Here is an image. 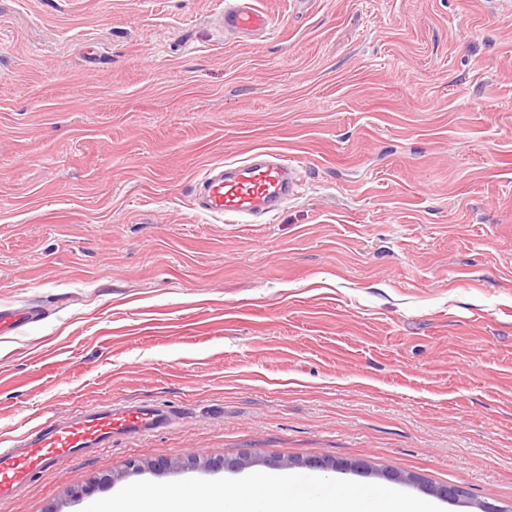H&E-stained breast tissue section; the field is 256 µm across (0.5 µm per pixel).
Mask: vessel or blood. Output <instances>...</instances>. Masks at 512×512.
<instances>
[{
    "label": "vessel or blood",
    "instance_id": "1",
    "mask_svg": "<svg viewBox=\"0 0 512 512\" xmlns=\"http://www.w3.org/2000/svg\"><path fill=\"white\" fill-rule=\"evenodd\" d=\"M224 25L249 35L267 33L269 17L254 0H230ZM296 189V168L283 157L264 153L208 166L191 186L193 204L206 214L248 223L272 214ZM171 407L156 402L107 405L81 410L67 424L45 421L17 445L0 448V503L14 498L40 473L63 468L93 448H107L119 435L158 432L172 423Z\"/></svg>",
    "mask_w": 512,
    "mask_h": 512
}]
</instances>
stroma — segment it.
<instances>
[{
	"label": "stroma",
	"mask_w": 512,
	"mask_h": 512,
	"mask_svg": "<svg viewBox=\"0 0 512 512\" xmlns=\"http://www.w3.org/2000/svg\"><path fill=\"white\" fill-rule=\"evenodd\" d=\"M0 0V446L155 401L164 431L42 474L0 512L127 484L360 461L349 480L512 512V16L486 0ZM274 151L263 224L197 212ZM244 461L220 473L209 459ZM420 478L404 485L403 475ZM270 27L269 17L252 0H232L224 13V28L239 33L261 35ZM296 174L290 161L271 153L237 162H218L195 179L191 196L200 212L253 224V218L272 214L293 196Z\"/></svg>",
	"instance_id": "1"
}]
</instances>
